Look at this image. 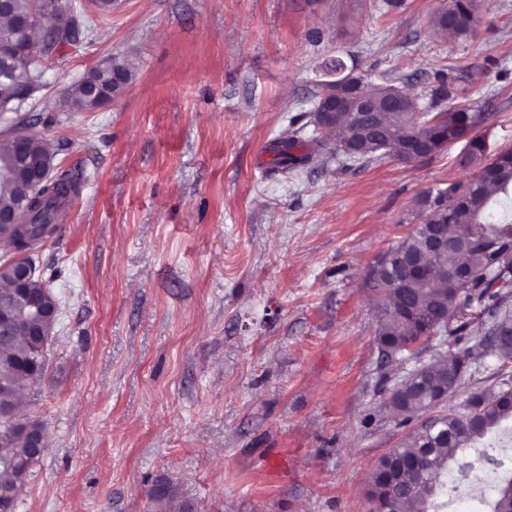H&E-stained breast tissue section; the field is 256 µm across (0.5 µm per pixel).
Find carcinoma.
<instances>
[{
  "label": "carcinoma",
  "mask_w": 512,
  "mask_h": 512,
  "mask_svg": "<svg viewBox=\"0 0 512 512\" xmlns=\"http://www.w3.org/2000/svg\"><path fill=\"white\" fill-rule=\"evenodd\" d=\"M13 17L0 23V35L7 36L17 31L15 21L32 20L35 28L46 29L62 36L59 58L65 50L84 39L87 31L84 16L74 0H12ZM474 13L469 0H450L448 8L435 17V26L443 33L467 36L474 23ZM112 67L118 79L106 78L110 98L120 96L133 78V65L125 59L115 57ZM38 66L25 73L15 74L14 67L0 62V112L8 109L14 100H29L40 90ZM327 70L336 71V79L321 83L319 98H337L342 104V113L336 119H325L319 110H314L313 123L321 137L314 139L323 145L322 138L341 125L343 130L358 143L357 156L380 154L406 162L409 137L415 130L433 144V151L442 148L445 140L464 137L468 139V158L484 155L485 142L475 134V116L465 108L443 107L430 119H421L424 108L418 97L404 89L381 83H366L347 71L340 58L334 59ZM364 94L371 99L374 111L361 115L355 110L356 97ZM397 97L394 107L388 106L391 97ZM64 99L77 111L99 108L96 101L88 97L85 86L76 82L65 89ZM305 147L295 138L282 140L275 148L273 161L285 170L303 167L312 159V152H296ZM10 167V174L0 176V209L16 210L36 192L24 170L15 163L13 140L0 142V168ZM489 166L494 178L487 182L475 178L468 183L453 184L435 197L425 196L420 200L423 220L412 231L391 248L396 256H412L434 269L464 266L470 267L477 277L463 285L447 276L435 283L420 278L411 279L400 301H392L391 279L397 272L399 260L388 265L380 259L371 267L368 279L373 287L386 294L381 299L378 338L403 348L410 340L428 331L430 335H454L465 331L469 320L482 316L481 310L487 301L506 302L512 290L504 287L492 289L486 278L494 264L512 268V150L495 155ZM74 178L68 173L56 177L54 186L42 192L22 215L31 236L39 238L59 211L66 204ZM448 225L451 245L441 256L425 253L424 242L431 225ZM35 264L26 256L12 262L0 264V304L11 315L17 337H0V405L16 403V397L44 373V349L50 336L46 331H29L31 305L45 313L49 307H59L53 293L45 287L46 280L36 275L27 283V291L17 294L11 289L14 275L23 263ZM459 302L460 310L448 311V321H456L455 327L441 324L432 328L439 311L448 303ZM478 355L475 348L451 354V363L437 361L426 367L423 373L404 381L392 390V396L402 398V408L408 413L429 409L435 392L450 388L453 379H464L471 360ZM501 389L492 400L480 393L471 394L464 400L463 409L443 414L437 425L417 429L405 442L393 449L399 459L414 458L418 467L402 473L397 485L376 478L371 493L386 500L391 512H425L427 501L444 487L443 477L448 472V462L456 452L467 448L481 438L489 429L504 420L512 419V378L501 380ZM34 434L0 433V487H13L25 483L31 466L38 459L32 448ZM159 491L154 499L155 512H194V504L180 496L178 487L172 482H156ZM493 512H512V477L498 480L497 498Z\"/></svg>",
  "instance_id": "obj_1"
}]
</instances>
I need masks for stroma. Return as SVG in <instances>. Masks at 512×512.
Returning <instances> with one entry per match:
<instances>
[{"instance_id":"obj_1","label":"stroma","mask_w":512,"mask_h":512,"mask_svg":"<svg viewBox=\"0 0 512 512\" xmlns=\"http://www.w3.org/2000/svg\"><path fill=\"white\" fill-rule=\"evenodd\" d=\"M447 3L119 0L100 14L77 0L83 43L21 111L78 188L37 251L59 313L46 374L21 395L48 447L16 512H149L161 477L198 512H370L373 469L424 420L390 407L391 388L494 322L389 362L367 283L421 222L422 196L512 149V0H480L467 39L433 28ZM113 56L136 67L121 96L60 108L62 88ZM337 57L424 105L446 75L484 157L460 140L411 163L324 153L278 171L274 146L312 137ZM501 363L484 347L464 393L494 396ZM510 428L463 451L483 484L449 472L441 512H491L482 458Z\"/></svg>"}]
</instances>
